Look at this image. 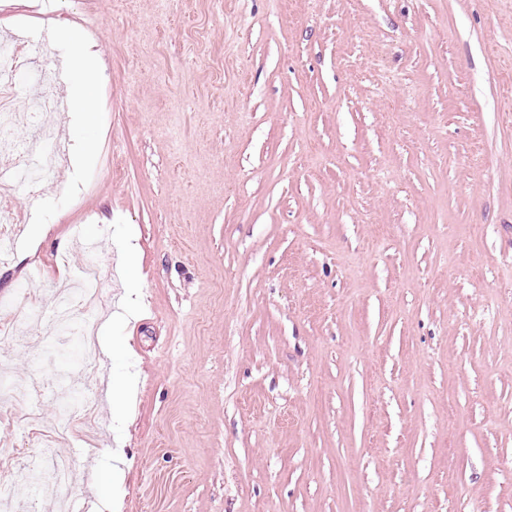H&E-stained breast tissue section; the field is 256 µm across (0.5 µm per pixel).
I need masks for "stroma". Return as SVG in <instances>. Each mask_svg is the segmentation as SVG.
<instances>
[{
	"label": "stroma",
	"mask_w": 512,
	"mask_h": 512,
	"mask_svg": "<svg viewBox=\"0 0 512 512\" xmlns=\"http://www.w3.org/2000/svg\"><path fill=\"white\" fill-rule=\"evenodd\" d=\"M51 14L99 106L0 303L101 242L99 363L0 348V449L94 408L15 512H512V0H0L38 74Z\"/></svg>",
	"instance_id": "1"
}]
</instances>
